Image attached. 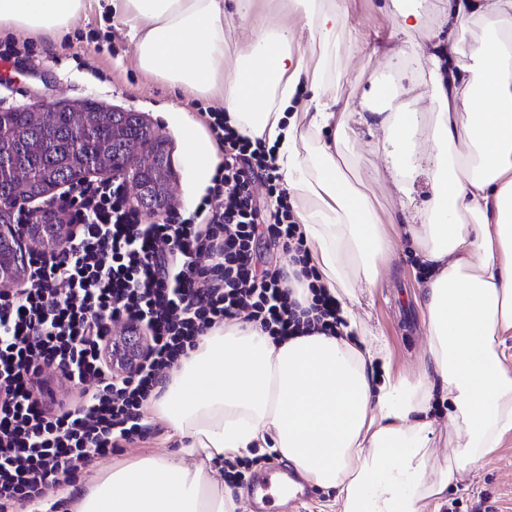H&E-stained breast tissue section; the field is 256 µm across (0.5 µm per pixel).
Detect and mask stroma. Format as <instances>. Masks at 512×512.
<instances>
[{"instance_id": "35a3bbf8", "label": "stroma", "mask_w": 512, "mask_h": 512, "mask_svg": "<svg viewBox=\"0 0 512 512\" xmlns=\"http://www.w3.org/2000/svg\"><path fill=\"white\" fill-rule=\"evenodd\" d=\"M338 2L359 45L337 57L331 94L349 102L352 111L375 112L382 109L384 102L374 96L372 87L382 83L395 95L394 108L427 111L430 81L417 59L405 55L404 50L411 42L426 44L429 28L439 21L438 0H429L431 10L424 28L410 37L395 32L384 0ZM12 41L29 43L30 53L11 67L16 82L0 85V109L36 103L79 105L90 101L106 108L142 113L159 126L167 140L178 200L197 197V173L184 151L179 115L185 112L197 119L202 113L214 111L215 106L208 98L188 94L143 72L137 64L135 43L107 9L91 7L58 42L0 34V43ZM356 133L351 153L360 177L375 194L379 211L398 213V196L385 171L381 131L362 124L357 126ZM424 278L417 258L405 246H398L388 260L381 286L364 294L357 308L358 314L387 340L391 366L396 372L414 371L422 361L425 340L418 299ZM144 421L151 429L147 439L126 445L123 451L84 462L72 495L86 492L94 474L106 472L115 464L178 451L179 443L170 438L163 420L148 414ZM242 471L243 479L233 486L239 504L237 512H328L330 508V495L307 487L304 480L294 475L289 478L290 485L308 491L303 503L282 495L267 506H259L250 488L262 467L246 465ZM448 512H512V436L461 485L449 491Z\"/></svg>"}]
</instances>
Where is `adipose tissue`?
<instances>
[{"instance_id": "obj_1", "label": "adipose tissue", "mask_w": 512, "mask_h": 512, "mask_svg": "<svg viewBox=\"0 0 512 512\" xmlns=\"http://www.w3.org/2000/svg\"><path fill=\"white\" fill-rule=\"evenodd\" d=\"M138 49V65L224 109L242 136L276 149L310 267L336 297L341 335L274 342L258 325L228 320L200 336L151 400L180 443L91 478L72 512H236L215 475L225 457L278 452L309 485L336 490L334 512H441L455 487L512 435V0H446L444 21L467 30L491 22L469 62L434 29L421 56L433 85L427 141L421 113L373 112L401 212L399 233L352 174L351 114L327 94L328 72L301 43L308 32L332 53L347 16L334 0H297L299 23L267 24L255 0H105ZM93 0H0V32L56 41ZM233 24L239 52L225 38ZM188 157L200 183L219 162L190 115ZM430 180L415 209L412 186ZM427 270L420 308L425 348L418 371L374 381L388 360L359 316L363 293L380 286L396 240ZM447 405L432 417L434 399ZM452 435L445 459L433 444Z\"/></svg>"}]
</instances>
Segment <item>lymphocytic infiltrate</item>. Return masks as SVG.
<instances>
[{"label":"lymphocytic infiltrate","instance_id":"1","mask_svg":"<svg viewBox=\"0 0 512 512\" xmlns=\"http://www.w3.org/2000/svg\"><path fill=\"white\" fill-rule=\"evenodd\" d=\"M211 130L224 161L192 214L150 222L122 184H76L61 197L77 226L71 242L29 251L25 288L0 291V512L39 501L47 484L76 485L81 460L145 440L143 405L214 325L243 313L278 340L335 335L336 301L313 283L272 150L241 138L220 112ZM261 237L300 264L311 282L306 309L282 268L256 255ZM143 323L150 341L139 370L113 376V325ZM51 374L82 384L77 404L44 398Z\"/></svg>","mask_w":512,"mask_h":512}]
</instances>
